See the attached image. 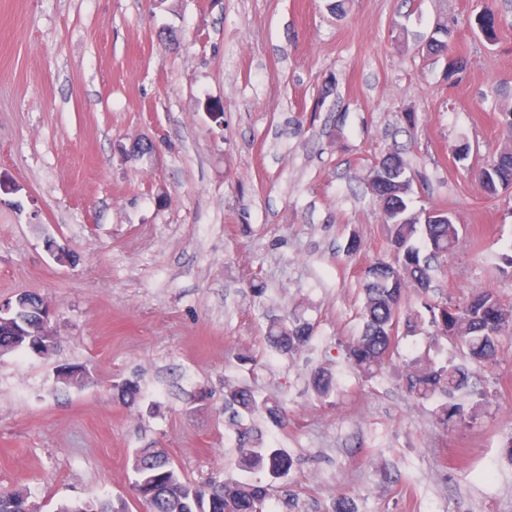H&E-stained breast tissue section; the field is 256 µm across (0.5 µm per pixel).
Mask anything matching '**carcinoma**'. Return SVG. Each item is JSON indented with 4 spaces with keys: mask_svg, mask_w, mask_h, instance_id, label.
Instances as JSON below:
<instances>
[{
    "mask_svg": "<svg viewBox=\"0 0 512 512\" xmlns=\"http://www.w3.org/2000/svg\"><path fill=\"white\" fill-rule=\"evenodd\" d=\"M381 167H394L389 185L369 186L383 215L389 252L370 263L362 274L363 306L360 331L343 344L345 359L357 376L369 382L395 365L398 342L390 336L394 322L403 335H425L429 347L455 340L469 363L439 358L426 352L402 360L398 380L418 401L436 402L435 416L446 428L474 420L485 410L484 393L471 390L469 364L484 365L497 359L499 337L512 334V325L501 323L502 301L490 288L477 286L461 301L442 302L429 297L435 276L460 242L458 224H422L411 202L412 180L396 151L379 159ZM496 166L491 180L484 169L475 178L485 195L498 196L501 185H512V147L504 148L485 166ZM313 325L296 312L269 320L265 344L290 358L301 353L312 339ZM315 394L329 398L335 389V372L319 365L311 373ZM137 379L114 385L116 396L135 404L140 394ZM224 412L238 428L235 468L255 474L266 472L277 479L289 474L293 457L282 448L265 445L261 430L252 421L261 417L284 420L287 411L276 396L260 397L246 384L229 385L224 391ZM132 492L147 512H271V485L250 478L224 476L196 482L186 477L161 448H140L132 460ZM30 495L15 487L0 491V512H29ZM94 512H128L124 498H106L93 504Z\"/></svg>",
    "mask_w": 512,
    "mask_h": 512,
    "instance_id": "obj_1",
    "label": "carcinoma"
}]
</instances>
